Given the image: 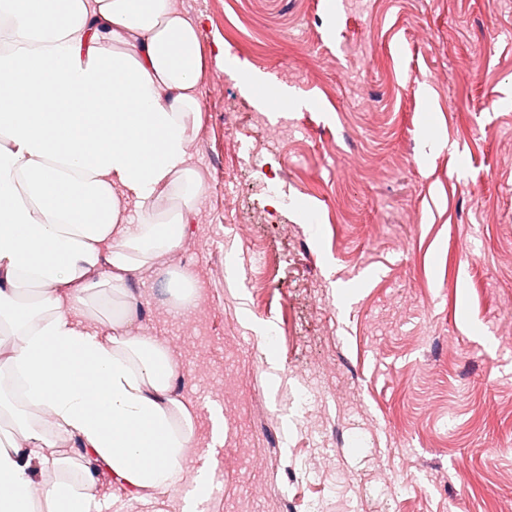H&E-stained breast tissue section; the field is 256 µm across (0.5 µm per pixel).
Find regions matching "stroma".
<instances>
[{
	"label": "stroma",
	"mask_w": 512,
	"mask_h": 512,
	"mask_svg": "<svg viewBox=\"0 0 512 512\" xmlns=\"http://www.w3.org/2000/svg\"><path fill=\"white\" fill-rule=\"evenodd\" d=\"M336 2L177 0L207 19L191 145L205 191L172 260L200 292L178 314L142 284L131 328L223 408L199 512H497L512 499V0ZM217 38L237 71L213 61ZM185 492L144 504L104 473L93 489L101 512H181Z\"/></svg>",
	"instance_id": "35a3bbf8"
}]
</instances>
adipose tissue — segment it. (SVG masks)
Returning a JSON list of instances; mask_svg holds the SVG:
<instances>
[{
	"label": "adipose tissue",
	"mask_w": 512,
	"mask_h": 512,
	"mask_svg": "<svg viewBox=\"0 0 512 512\" xmlns=\"http://www.w3.org/2000/svg\"><path fill=\"white\" fill-rule=\"evenodd\" d=\"M1 23L0 379L22 394L0 396L18 429L0 438V512H97L98 471L138 501L202 486L176 354L127 319L148 273L161 302L197 300L168 259L203 192L204 20L172 0H0ZM60 442L72 455L45 456Z\"/></svg>",
	"instance_id": "1"
}]
</instances>
